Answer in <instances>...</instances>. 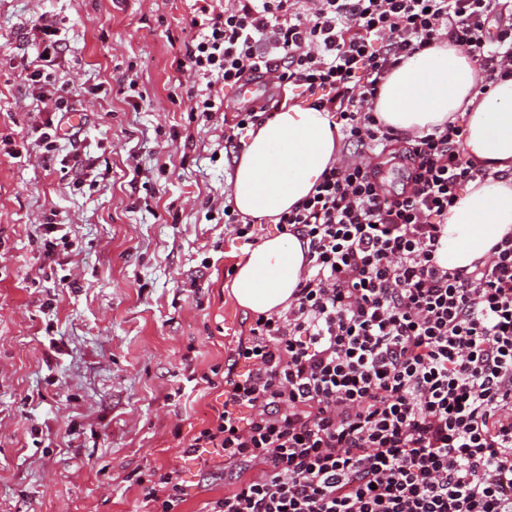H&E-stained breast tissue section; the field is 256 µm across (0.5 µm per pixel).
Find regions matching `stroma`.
Instances as JSON below:
<instances>
[{
	"label": "stroma",
	"instance_id": "1",
	"mask_svg": "<svg viewBox=\"0 0 512 512\" xmlns=\"http://www.w3.org/2000/svg\"><path fill=\"white\" fill-rule=\"evenodd\" d=\"M62 50L63 123L33 92L41 14ZM195 0H0V512H138V476L175 472L180 512L223 496L187 454L252 313L231 291L246 247L224 234L234 118L192 111ZM54 224L70 249L47 253ZM232 314L233 333L224 329Z\"/></svg>",
	"mask_w": 512,
	"mask_h": 512
}]
</instances>
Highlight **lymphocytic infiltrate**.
Segmentation results:
<instances>
[{"label": "lymphocytic infiltrate", "mask_w": 512, "mask_h": 512, "mask_svg": "<svg viewBox=\"0 0 512 512\" xmlns=\"http://www.w3.org/2000/svg\"><path fill=\"white\" fill-rule=\"evenodd\" d=\"M197 17V111L274 77L276 99L237 111L226 143L299 98L340 133L336 161L277 221L308 269L286 309L253 318L190 443L230 479L207 512H512V233L469 271L437 257L449 208L489 172L461 153L460 119L404 138L402 193L360 159L400 138L374 104L404 61L446 41L482 89L512 77V0H204ZM37 28L30 79L56 101L58 22Z\"/></svg>", "instance_id": "f902f5d3"}]
</instances>
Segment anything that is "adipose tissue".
Here are the masks:
<instances>
[{
	"mask_svg": "<svg viewBox=\"0 0 512 512\" xmlns=\"http://www.w3.org/2000/svg\"><path fill=\"white\" fill-rule=\"evenodd\" d=\"M477 83L467 53L444 42L392 71L375 103L379 118L402 134L464 118L461 149L491 173L482 183H471L448 211L438 256L451 269L488 258L491 247L512 232V78L484 95ZM330 121L328 112L291 105L263 122L235 164L233 206L273 221L306 197L337 158L340 134ZM307 264L297 236L265 237L238 264L233 295L252 312H278L287 307Z\"/></svg>",
	"mask_w": 512,
	"mask_h": 512,
	"instance_id": "ef3b65f1",
	"label": "adipose tissue"
}]
</instances>
